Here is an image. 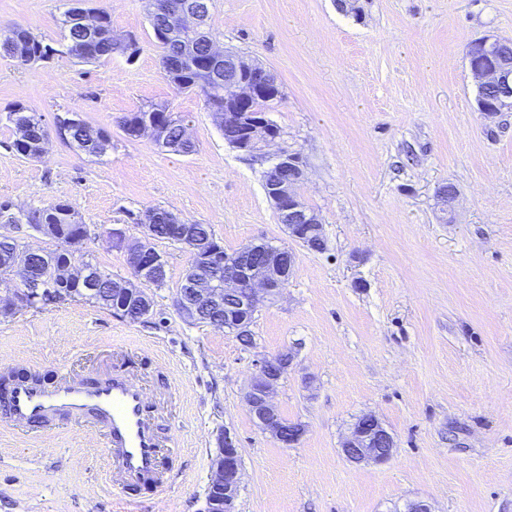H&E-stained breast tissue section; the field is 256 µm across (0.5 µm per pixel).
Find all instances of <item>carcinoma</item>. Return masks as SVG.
<instances>
[{
	"label": "carcinoma",
	"mask_w": 512,
	"mask_h": 512,
	"mask_svg": "<svg viewBox=\"0 0 512 512\" xmlns=\"http://www.w3.org/2000/svg\"><path fill=\"white\" fill-rule=\"evenodd\" d=\"M77 9L70 8L64 13L62 24L66 30L65 39L68 54L85 63H100L117 53L125 55L129 45L123 43L112 35L110 17H105L103 25L96 29L91 36H86L85 30L77 22ZM211 39L194 31L184 30L183 37L172 39L158 44L161 52V64L168 82L179 91H200L205 96V103L212 112L224 111V95L217 92L210 93L207 88L215 87L216 78L221 74L220 69L210 67L208 60L211 57ZM43 46L30 29L22 26H11L0 29V54L11 58L16 66L26 67L43 59L38 50ZM180 62V69L176 73L168 71L169 64ZM23 114L33 124V131L28 135V142L21 144L12 141L10 149L20 156L30 159H39L47 152L48 137L43 127L41 116L28 111L24 106L17 104L11 108L6 119L14 124L17 115ZM145 118H156L168 125L167 146L178 153H191L194 143L187 142L182 137V120L176 119L165 105H151L137 112L127 115L122 123L123 131H132L136 124ZM106 131L87 122L71 127L65 134L63 142L76 148L89 156H98L100 138ZM26 223L35 229H43L47 224H79L81 220L71 202L56 200L46 207L36 209L25 216ZM181 236V224H157V238L173 242ZM50 240L57 243V248L45 250L40 253H27L17 241L0 237V275H16L23 288L41 289L39 303L42 305L73 298H80L87 302L112 309L113 278L104 273L103 281L94 297H87L77 289L70 286L59 288L57 269L59 262L65 260L68 251L60 249L67 243V239L53 235ZM24 263V270H13L12 260Z\"/></svg>",
	"instance_id": "obj_1"
}]
</instances>
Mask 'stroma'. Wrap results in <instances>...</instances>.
<instances>
[{
  "label": "stroma",
  "mask_w": 512,
  "mask_h": 512,
  "mask_svg": "<svg viewBox=\"0 0 512 512\" xmlns=\"http://www.w3.org/2000/svg\"><path fill=\"white\" fill-rule=\"evenodd\" d=\"M222 49L273 70L282 95L266 109L284 149L299 155L298 191L323 223L325 252L291 243L263 187L269 162L229 147L197 92L165 79L146 0H85L115 34L137 37L135 61L88 64L62 53L73 0H0V28L29 27L55 48L20 68L0 56V203L17 216L69 199L91 236L78 260L115 278L131 270L108 236L155 206L210 225L226 251L290 246L283 297L261 307L254 347L185 318L178 286L190 254L165 240L164 286H148L151 314L131 322L82 300L0 313V365L43 381L113 366L140 376L160 402L173 446V481L110 491L91 431L71 423L28 432L0 413V512H204L224 434L236 437L238 512H512V110L476 108L470 42L512 40V0H212ZM54 128L74 112L105 129L101 156L51 139L38 160L17 156L15 104ZM151 103L187 116L190 154L128 138L122 117ZM458 198L441 213L436 194ZM295 354L279 382L280 415L305 427L286 447L248 412L254 360ZM375 415L392 434L390 460L350 463L341 443Z\"/></svg>",
  "instance_id": "obj_1"
}]
</instances>
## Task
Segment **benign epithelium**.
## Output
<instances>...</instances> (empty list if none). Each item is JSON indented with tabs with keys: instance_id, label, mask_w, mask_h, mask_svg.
<instances>
[{
	"instance_id": "1",
	"label": "benign epithelium",
	"mask_w": 512,
	"mask_h": 512,
	"mask_svg": "<svg viewBox=\"0 0 512 512\" xmlns=\"http://www.w3.org/2000/svg\"><path fill=\"white\" fill-rule=\"evenodd\" d=\"M152 12L166 13L179 28L197 29L205 15L196 0H152ZM503 39L485 35L471 43L466 52L471 74L477 87L497 89V99L489 102L476 99L477 109L487 117L504 110H512V58L497 55ZM212 64H224V119H234L232 147L252 153L263 146L276 147L272 153L269 173L274 175L268 187V199L276 211L279 223L285 225L288 236L306 248L314 247L321 240L322 221L298 192L305 178L303 165L294 154L278 147L279 133L267 121L264 113L253 107L259 98L280 97V84L274 72L264 66L247 63L236 54L213 48ZM134 136H146L159 145H165L161 128L153 122L136 127ZM457 189L444 184L437 191L442 210L453 207ZM116 246L127 252L133 279L112 283L136 305L138 317L150 315L153 305L144 285L162 278L165 260L149 244L130 242L125 232H112ZM224 263V285L213 286L205 276L211 268L208 258ZM294 267L293 252L286 247L266 248L261 243H251L233 252L224 251L219 243H213L210 254L191 263L183 277L177 302L181 312L189 319H200V306H220L231 296L237 300L239 319L224 321V332L229 335L246 334L249 317L259 306L282 295ZM65 282L76 283L85 294L97 291L96 277L80 263L67 261L62 268ZM293 361L292 352L285 350L264 356L255 361L247 391L246 407L258 427L285 447L299 443L304 428L297 426L289 436L278 422V410L273 403L277 383L287 374ZM395 447L391 433L373 416L363 415L354 423L349 436L342 444L346 459L355 464H382L387 462ZM242 473L240 451L229 433H224L219 455L213 463L210 486L221 492L218 500H207V512H237L236 500Z\"/></svg>"
}]
</instances>
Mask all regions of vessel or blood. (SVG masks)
<instances>
[{"label":"vessel or blood","instance_id":"obj_1","mask_svg":"<svg viewBox=\"0 0 512 512\" xmlns=\"http://www.w3.org/2000/svg\"><path fill=\"white\" fill-rule=\"evenodd\" d=\"M0 410L19 430L62 419L86 424L101 438L105 454H117L115 480L128 487L150 484L162 487L171 477L169 450L151 415L142 384L115 373L89 382L67 375L51 384L14 379Z\"/></svg>","mask_w":512,"mask_h":512}]
</instances>
